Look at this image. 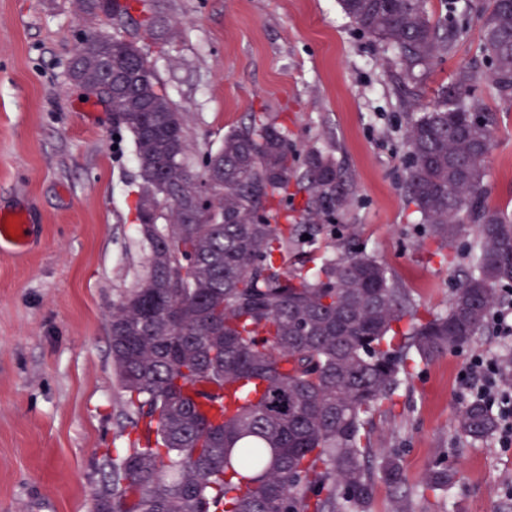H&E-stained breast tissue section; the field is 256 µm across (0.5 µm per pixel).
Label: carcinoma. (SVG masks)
<instances>
[{
  "label": "carcinoma",
  "instance_id": "1",
  "mask_svg": "<svg viewBox=\"0 0 512 512\" xmlns=\"http://www.w3.org/2000/svg\"><path fill=\"white\" fill-rule=\"evenodd\" d=\"M340 4L406 62L452 48L428 0ZM79 9L116 25L137 10L142 32H155L149 0ZM479 17L487 67L461 68L404 131L405 194L434 255L446 260L469 225L476 239L473 271L425 315L378 257L350 241L311 249L353 200L330 152L301 155L275 118L254 115L196 168L187 116L136 42L96 29L80 38L70 80L99 103L112 94L150 244L146 276L110 312L112 369L133 415L125 446L102 455L91 512H364L374 462L395 489L392 512H413L398 452L372 448V417L400 405L421 364L483 333L512 285V216L484 202L491 125L475 96L512 92V0H483ZM495 427L480 400L457 417L472 439ZM456 480L442 458L422 493L437 499Z\"/></svg>",
  "mask_w": 512,
  "mask_h": 512
}]
</instances>
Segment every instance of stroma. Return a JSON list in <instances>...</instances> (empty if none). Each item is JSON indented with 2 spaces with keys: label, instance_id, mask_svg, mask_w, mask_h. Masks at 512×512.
I'll return each mask as SVG.
<instances>
[{
  "label": "stroma",
  "instance_id": "obj_1",
  "mask_svg": "<svg viewBox=\"0 0 512 512\" xmlns=\"http://www.w3.org/2000/svg\"><path fill=\"white\" fill-rule=\"evenodd\" d=\"M475 2L429 0L434 19L465 18L469 30L410 72L339 0H159L157 38L142 49L188 117L193 156L251 112L285 117L298 149L333 151L353 204L317 248L339 250L356 231L422 308L439 311L468 266L416 249L403 135L411 107L484 64ZM89 25L76 0H0V211L27 219L26 245L0 253V512H90L102 455L124 446L132 414L117 395L107 312L145 276L149 246L134 221L130 139L68 76ZM478 97L493 119L486 201L512 214V95ZM510 349L487 329L423 365L404 409L374 416L373 445L399 450L414 512H512V447L456 430L465 358ZM442 457L458 482L420 498Z\"/></svg>",
  "mask_w": 512,
  "mask_h": 512
}]
</instances>
